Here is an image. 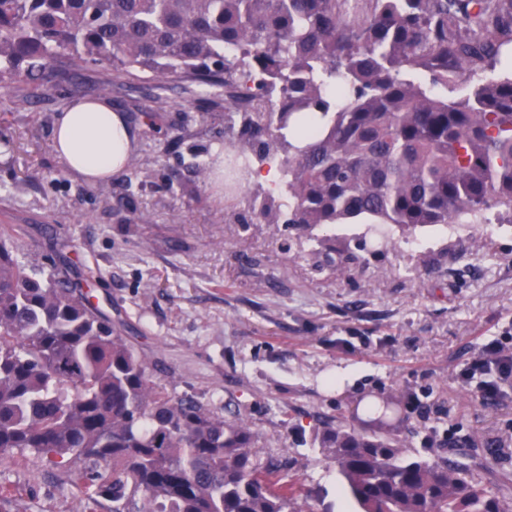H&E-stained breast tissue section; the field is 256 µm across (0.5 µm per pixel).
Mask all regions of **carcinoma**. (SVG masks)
Returning a JSON list of instances; mask_svg holds the SVG:
<instances>
[{"label": "carcinoma", "mask_w": 512, "mask_h": 512, "mask_svg": "<svg viewBox=\"0 0 512 512\" xmlns=\"http://www.w3.org/2000/svg\"><path fill=\"white\" fill-rule=\"evenodd\" d=\"M511 46L512 0H0V93L91 61L112 71L104 96L145 77L222 87L235 147L278 168L288 201L256 220L310 241L362 220L512 224ZM15 234L0 224V459L81 461L112 512H312L249 422L169 395L66 273L19 262ZM401 403L313 428L361 512H512L467 464L407 456Z\"/></svg>", "instance_id": "obj_1"}]
</instances>
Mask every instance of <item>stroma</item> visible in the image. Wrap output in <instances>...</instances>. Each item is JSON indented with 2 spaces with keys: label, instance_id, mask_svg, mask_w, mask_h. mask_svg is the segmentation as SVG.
I'll use <instances>...</instances> for the list:
<instances>
[{
  "label": "stroma",
  "instance_id": "35a3bbf8",
  "mask_svg": "<svg viewBox=\"0 0 512 512\" xmlns=\"http://www.w3.org/2000/svg\"><path fill=\"white\" fill-rule=\"evenodd\" d=\"M106 64L0 98V224L28 266L67 269L94 307L152 365L170 394L230 407L263 434L261 459L289 464L312 512H358L314 448L319 416L363 411L372 395L405 396L410 453L467 463L512 498V383L481 400L459 374L486 339L512 340V224L416 231L378 244L376 224H340L315 242L257 223L253 197L199 175L232 155L238 130L213 107L216 87L134 82L109 99L137 131L133 164L91 185L53 149L57 116L96 98ZM166 108L154 126V96ZM0 512H112L28 452L0 462Z\"/></svg>",
  "mask_w": 512,
  "mask_h": 512
}]
</instances>
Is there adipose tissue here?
<instances>
[{
  "mask_svg": "<svg viewBox=\"0 0 512 512\" xmlns=\"http://www.w3.org/2000/svg\"><path fill=\"white\" fill-rule=\"evenodd\" d=\"M54 149L65 168L94 181L120 174L136 147V134L110 103L81 100L61 112Z\"/></svg>",
  "mask_w": 512,
  "mask_h": 512,
  "instance_id": "1",
  "label": "adipose tissue"
}]
</instances>
